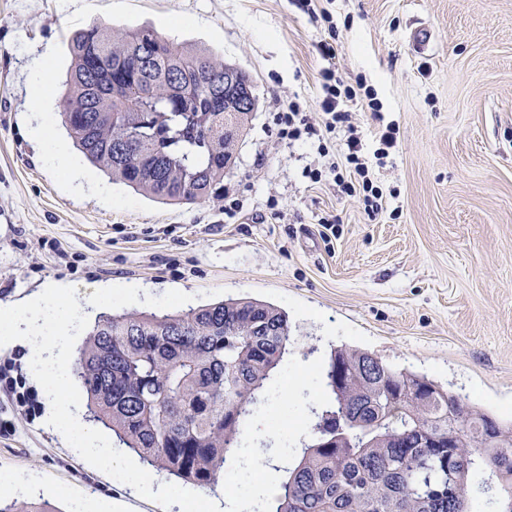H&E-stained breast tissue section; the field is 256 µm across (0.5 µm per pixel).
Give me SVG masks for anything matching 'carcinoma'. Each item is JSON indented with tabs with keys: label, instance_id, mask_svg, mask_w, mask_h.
Instances as JSON below:
<instances>
[{
	"label": "carcinoma",
	"instance_id": "1",
	"mask_svg": "<svg viewBox=\"0 0 512 512\" xmlns=\"http://www.w3.org/2000/svg\"><path fill=\"white\" fill-rule=\"evenodd\" d=\"M62 124L87 159L136 191L173 203L223 186L257 98L224 111V78L250 76L206 49L136 28L93 25L70 43ZM280 308L229 299L159 317H99L75 363L95 416L151 466L210 486L241 448L251 411L288 353ZM342 384H336L337 367ZM326 408L312 444L288 471L276 512H472L476 472L501 486L512 512V424L443 389L428 408L413 395L436 383L358 349L337 347L324 371ZM458 438L448 444V431ZM495 435V446H483Z\"/></svg>",
	"mask_w": 512,
	"mask_h": 512
}]
</instances>
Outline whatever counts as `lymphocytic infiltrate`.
<instances>
[{"label":"lymphocytic infiltrate","mask_w":512,"mask_h":512,"mask_svg":"<svg viewBox=\"0 0 512 512\" xmlns=\"http://www.w3.org/2000/svg\"><path fill=\"white\" fill-rule=\"evenodd\" d=\"M316 50L324 62L320 71V122L310 123L300 102L293 100L275 117L278 133L291 142L305 136L317 137L318 153L327 162L324 167L309 170V178L318 182L333 177L345 194L361 198L368 217H376L384 209V199L382 189L373 180L372 162L388 156L397 142L398 130L395 123H383L382 105L371 89L354 87L337 75L333 43L320 41ZM357 108L370 111L379 122L374 132L375 149L370 153L365 152L361 135L350 122L351 112ZM339 133L345 139L340 148L341 158L336 161L329 154L332 140Z\"/></svg>","instance_id":"1"}]
</instances>
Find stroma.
<instances>
[{
    "label": "stroma",
    "instance_id": "1",
    "mask_svg": "<svg viewBox=\"0 0 512 512\" xmlns=\"http://www.w3.org/2000/svg\"><path fill=\"white\" fill-rule=\"evenodd\" d=\"M336 33L290 0H0V308L52 281L70 301L103 285L110 309L158 314L228 298L270 302L293 340L268 389L241 423V449L220 481L249 497L262 455L274 482L301 457L323 395L331 348L345 345L426 376L501 421H512V0H313ZM101 23L147 27L210 49L246 71L258 107L224 173L221 196L166 204L114 184L111 200L72 192L67 170L45 162L30 135L36 117L60 146L63 83L75 31ZM427 26L431 49L410 39ZM336 39V69L365 78L397 145L378 183L391 196L377 218L333 180L313 182L317 139H280L274 115L298 98L318 122L319 41ZM50 62L34 100L35 63ZM239 201L235 216L224 206ZM338 217L323 240L318 219ZM0 367L35 398L19 405L0 383V482L53 487L60 512L93 497L108 512H179L185 495L212 491L146 469L110 441L122 469L75 455L40 418L49 395L26 352L0 348ZM271 435L259 438L257 423ZM148 473L163 495L137 489Z\"/></svg>",
    "mask_w": 512,
    "mask_h": 512
}]
</instances>
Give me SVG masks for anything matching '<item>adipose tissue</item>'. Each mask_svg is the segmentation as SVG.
Returning a JSON list of instances; mask_svg holds the SVG:
<instances>
[{
	"label": "adipose tissue",
	"mask_w": 512,
	"mask_h": 512,
	"mask_svg": "<svg viewBox=\"0 0 512 512\" xmlns=\"http://www.w3.org/2000/svg\"><path fill=\"white\" fill-rule=\"evenodd\" d=\"M31 134L49 162L70 172L74 191H82L84 183L78 165L58 145L46 120H38ZM102 299V292L97 290L85 303L67 306L60 297L59 286H50L33 300L0 310V346L25 348L37 374L49 383L53 400L42 417L43 427L72 439L74 453L108 460L112 457L111 447L60 397L67 386L73 333L84 323L89 309L98 307Z\"/></svg>",
	"instance_id": "obj_1"
}]
</instances>
